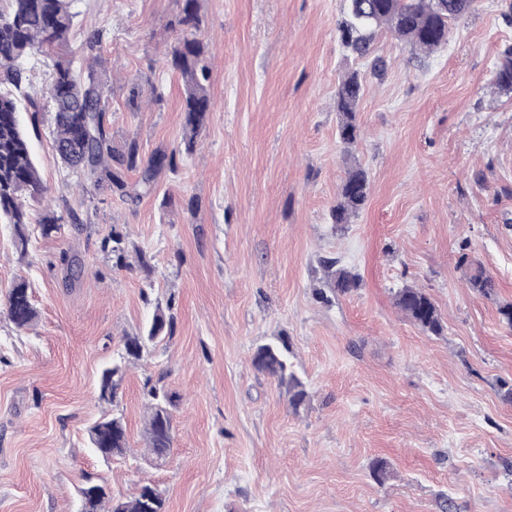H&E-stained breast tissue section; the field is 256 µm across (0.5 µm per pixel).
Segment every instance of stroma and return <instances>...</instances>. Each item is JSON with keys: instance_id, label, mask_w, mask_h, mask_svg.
I'll list each match as a JSON object with an SVG mask.
<instances>
[{"instance_id": "obj_1", "label": "stroma", "mask_w": 512, "mask_h": 512, "mask_svg": "<svg viewBox=\"0 0 512 512\" xmlns=\"http://www.w3.org/2000/svg\"><path fill=\"white\" fill-rule=\"evenodd\" d=\"M180 0H72L62 54L89 38L114 92L106 127L115 150L174 148L183 80L162 61ZM345 0H203L213 109L194 151L178 154L150 194L87 193L53 147L49 113L26 123L47 198L29 207L26 248L0 224V512H78L85 474L113 497L151 485L166 512H512V95L492 78L512 44V0H478L447 46L415 55L382 32L374 75L342 47ZM364 78L355 148L338 139L336 88ZM141 83L131 110L132 83ZM160 100H152L151 90ZM354 165L369 177L365 207L332 218ZM79 223L42 236L47 210ZM125 239L129 268L102 252ZM468 253L497 282L487 299L466 285ZM84 273L68 284L62 255ZM146 255L151 271L137 267ZM361 278L347 295L323 262ZM28 279L36 317L19 329L3 304ZM423 289L443 320L424 333L394 293ZM173 302L172 339L128 366L116 403L98 400L102 368L156 305ZM288 337L308 393L300 409L251 357ZM176 395L174 440L149 450L145 380ZM123 416L124 454L105 460L88 429ZM388 464L384 481L373 460Z\"/></svg>"}]
</instances>
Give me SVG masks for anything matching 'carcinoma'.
<instances>
[{"instance_id":"carcinoma-1","label":"carcinoma","mask_w":512,"mask_h":512,"mask_svg":"<svg viewBox=\"0 0 512 512\" xmlns=\"http://www.w3.org/2000/svg\"><path fill=\"white\" fill-rule=\"evenodd\" d=\"M8 8L0 9V221L14 226L18 243L26 246L25 225L29 223L27 200L40 201L48 188L43 184L23 131L19 104L13 91H22L29 81L22 60L29 54H53L54 49L67 44L75 14L70 0H7ZM476 0H346V12L338 25L348 39L343 47L357 60H371V70L379 73L383 63L371 58L373 45L381 29H387L399 40L416 50L435 52L448 44L452 25L472 10ZM171 25L177 30L174 44L166 53V65L178 71L185 81L184 122L182 143L185 153L194 150L206 115L210 112L208 93L210 69L205 45L199 37L201 18L199 0H182L179 14ZM493 86L501 93H512V46L501 52L494 71ZM363 84L360 72L348 70L336 90V110L341 114L338 137L346 146L357 143L360 125L357 112ZM112 86L90 63L76 69L71 60H59L54 65L42 94H24L29 111L37 116L42 111L41 99H46L52 114V136L56 154L69 168L83 174L97 191H110L120 197L137 200L153 190L156 176L165 168L176 167V154L158 149L144 159L137 141L131 140L124 150L112 149L105 117ZM137 171L139 179L131 183L127 173ZM370 193L367 172L360 167L347 170L332 217L336 224H348L364 208ZM64 217L51 212L40 221L41 234L48 237L60 230ZM101 249L112 254L115 266H126V246L123 237L114 233L105 237ZM64 278H78L83 271L75 256L62 257ZM329 287L333 292L348 294L360 287V277L336 267V260L324 261ZM458 264L470 269V288L485 298L497 294L495 279L474 264L468 254L459 256ZM397 307L422 331L438 335L443 331L441 314L432 299L421 289L406 286L394 295ZM5 307L13 324L23 329L35 317L29 285L19 278L6 295ZM176 318L172 304L156 306L152 316L133 336L124 337V352L102 370L98 398L115 402L129 364L138 361L149 347L173 336ZM290 345L284 336L275 343L259 346L252 355V364L261 373L275 379L286 388L293 410L306 400L303 383L289 371ZM144 397L149 417L146 441L153 454L161 457L173 442L174 395L158 383H146ZM90 448L108 458L123 454L128 447L125 424L117 416H103L88 432ZM81 490L95 492L90 512H104V504L112 503L109 512H165V499L152 486H144L129 499L111 497L106 487L91 475L85 476Z\"/></svg>"}]
</instances>
